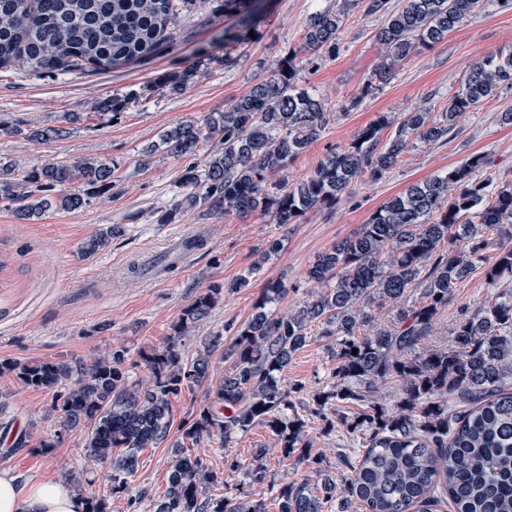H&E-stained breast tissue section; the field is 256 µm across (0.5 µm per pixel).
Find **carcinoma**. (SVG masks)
Wrapping results in <instances>:
<instances>
[{
  "label": "carcinoma",
  "instance_id": "obj_1",
  "mask_svg": "<svg viewBox=\"0 0 512 512\" xmlns=\"http://www.w3.org/2000/svg\"><path fill=\"white\" fill-rule=\"evenodd\" d=\"M350 2L310 16L303 49L335 52ZM359 2L366 13L385 17L375 39L385 52L383 67L391 70L442 41L482 0H407L394 12L389 0ZM203 3L214 14L237 16L239 33L226 34L224 55L202 51L192 66L164 73L148 87L181 93L213 66L237 64L235 43L260 24L254 0H0V67L13 64L40 76L141 60L181 16ZM509 86L512 55H488L470 70L442 121L409 112L382 144L380 131L391 125L383 118L350 147L328 155L307 179L287 185L271 177L320 137L330 113L322 99L298 88L292 62L283 63L224 111L161 136L166 153L201 157L203 165L186 168L181 198L161 211L157 223L170 224L180 211L203 207L226 216L267 211L276 223L293 224L336 202L363 174L381 179L411 138L447 140L466 113ZM130 101L114 95L98 101L95 110L117 119ZM214 143L217 148L206 153ZM484 164V157L471 156L389 199L358 231L317 256L308 276L322 288L293 309L278 308L286 285L267 282L251 319L224 344L229 366L213 402L196 412L180 440L170 437L172 400L209 380L210 355L222 334L203 342L191 359L182 356L176 340L210 315L224 295L220 284L183 309L173 325L175 339L146 357V380L131 379L125 349L88 364L0 360V376L8 373L24 386L52 393V411L63 427L85 429L89 461L110 467L112 493L126 490L143 449L166 443L168 483L154 512H268L265 500H249L244 492L245 484L265 480V450L230 463L229 471L243 481L224 497L211 498L206 488L218 474L185 441L197 445L217 437L228 443L262 426L286 458L308 447L305 420L288 415L294 390L285 387L282 374L317 322L335 345L336 369L329 389L313 395L316 413L338 402L364 408L338 421L364 436L365 451L356 463L344 461L339 478L318 470L313 483L307 478L278 487V512H330L326 506L332 503L336 512H352L354 504L366 512H441L445 500L453 512H512V289L500 288L501 280H512V183L492 189L473 179ZM113 173L112 163L90 159L48 162L21 175L0 164V199L21 220L50 209L77 211L112 189ZM24 183L44 195L34 200L32 193L18 192ZM492 227L494 242L485 237ZM120 232L116 224L96 230L82 253H96ZM482 263L489 287L499 292L472 312L461 307L454 345L424 347L455 285ZM416 292L420 300L407 303ZM395 305L390 325L357 335ZM394 378L403 396L390 408L379 402L378 390Z\"/></svg>",
  "mask_w": 512,
  "mask_h": 512
}]
</instances>
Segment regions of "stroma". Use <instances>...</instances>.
Segmentation results:
<instances>
[{"instance_id": "35a3bbf8", "label": "stroma", "mask_w": 512, "mask_h": 512, "mask_svg": "<svg viewBox=\"0 0 512 512\" xmlns=\"http://www.w3.org/2000/svg\"><path fill=\"white\" fill-rule=\"evenodd\" d=\"M342 4L263 0L261 24L254 38L239 46L238 65L214 67L179 94L160 90L145 99L140 91L164 72L188 65L200 50L221 52L224 32L234 28L235 17L215 16L209 5H201L177 20L152 56L106 70L37 77L13 65L0 69V163L27 171L49 161L98 158L115 167L112 190L92 197L77 212L49 210L22 221L0 202V359L88 362L124 348L131 376L147 377L144 356L167 344L182 310L210 284L224 285V298L186 340L189 357L205 338L247 321L267 281L287 285L282 307L305 300L315 287L307 270L316 256L367 223L377 208L409 185L446 172L473 153L487 158L475 173L477 180L496 186L512 182V125L499 120L500 113L512 111V88L506 87L462 118L458 134L448 141L413 142L384 178H359L338 204L310 210L297 223L279 225L259 211L224 218L199 208L183 211L174 223H158V211L180 194L179 179L187 166L186 160L159 150L162 134L183 121L224 111L281 63H294L300 88L323 98L330 113L321 136L276 176L295 184L380 117L397 121L407 112L445 111L474 62L512 53V7L500 0H484L483 9L444 40L386 75L380 72L383 56L374 38L383 19L359 5L347 9L335 52L306 53L303 36L309 16ZM115 94L132 97L120 119H88L97 101ZM356 96L362 97V105L348 110ZM68 113L74 121H65ZM61 126L67 129L63 137H28L31 128ZM110 224L123 225L122 235L98 253L82 256V243ZM188 234L203 241L194 262L155 278L156 265ZM275 242L280 248L274 252L270 246ZM258 259L263 262L259 272L248 287H238L239 278ZM490 294L483 268H476L455 288L430 345L451 344L460 307H476ZM335 366L329 338L321 325H312L307 345L283 375L285 386L294 390L295 410L307 423L311 446L288 459L267 455L265 481L249 488L253 498L272 499L275 488L301 481L318 468L342 472L343 456L359 448V438L346 427L337 423L328 428V420L337 422L338 410H328L323 418L313 411L311 395L329 382ZM1 393L6 408L0 412V471L10 472L23 485L70 477L85 493L108 495L109 512H153L154 499L167 487L168 446L143 449L127 492L112 497L108 465L87 464L84 429L61 428L48 392L0 376ZM22 432L31 435L28 447L10 451L5 439ZM43 439L55 441L52 453L39 451ZM270 440L265 428L255 427L228 443L215 439L201 444L198 452L224 474L228 462L250 458ZM142 490L146 498L129 508L128 498Z\"/></svg>"}]
</instances>
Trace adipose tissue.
<instances>
[{"mask_svg": "<svg viewBox=\"0 0 512 512\" xmlns=\"http://www.w3.org/2000/svg\"><path fill=\"white\" fill-rule=\"evenodd\" d=\"M83 497L64 480L20 485L0 471V512H85Z\"/></svg>", "mask_w": 512, "mask_h": 512, "instance_id": "obj_1", "label": "adipose tissue"}]
</instances>
